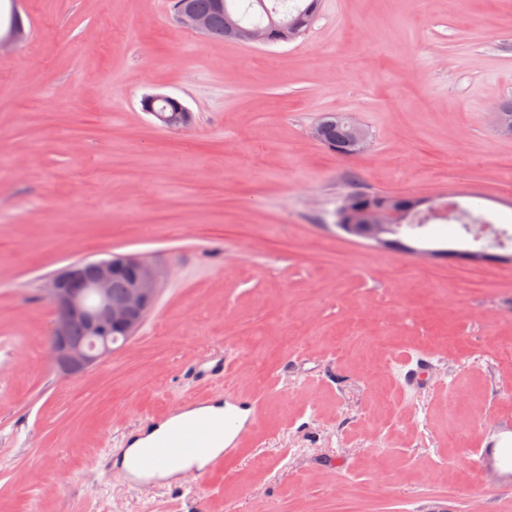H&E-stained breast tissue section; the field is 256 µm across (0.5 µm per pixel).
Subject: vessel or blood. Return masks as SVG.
I'll list each match as a JSON object with an SVG mask.
<instances>
[{"label": "vessel or blood", "instance_id": "obj_1", "mask_svg": "<svg viewBox=\"0 0 512 512\" xmlns=\"http://www.w3.org/2000/svg\"><path fill=\"white\" fill-rule=\"evenodd\" d=\"M258 416L259 408L253 400L233 388H225L223 420L185 419L149 455L123 469L122 475L131 485L146 484L147 472L160 470L217 440L223 441L224 453L211 465L220 467L225 459L236 455L241 438L253 431ZM477 469L485 490L512 488V416H500L488 427L477 452Z\"/></svg>", "mask_w": 512, "mask_h": 512}]
</instances>
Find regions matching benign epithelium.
I'll list each match as a JSON object with an SVG mask.
<instances>
[{"mask_svg": "<svg viewBox=\"0 0 512 512\" xmlns=\"http://www.w3.org/2000/svg\"><path fill=\"white\" fill-rule=\"evenodd\" d=\"M178 19L196 32L210 33V19L177 2ZM228 27L236 31L239 40L248 43L268 42V29L281 28L276 17L267 25L248 30L227 19ZM142 111L154 116L168 129H183L190 125L191 111L178 99L164 95H146L141 100ZM344 211L351 224H399L402 212L388 206L356 210L352 196L345 198ZM126 277L122 297L112 298L114 279ZM160 275L149 262L129 256L119 263L107 260L80 261L54 277L46 288V297L53 309V325L48 338V353L52 364L64 375L79 374L98 363L127 340L141 325L154 306ZM84 336H72L74 327Z\"/></svg>", "mask_w": 512, "mask_h": 512, "instance_id": "7a95c632", "label": "benign epithelium"}]
</instances>
